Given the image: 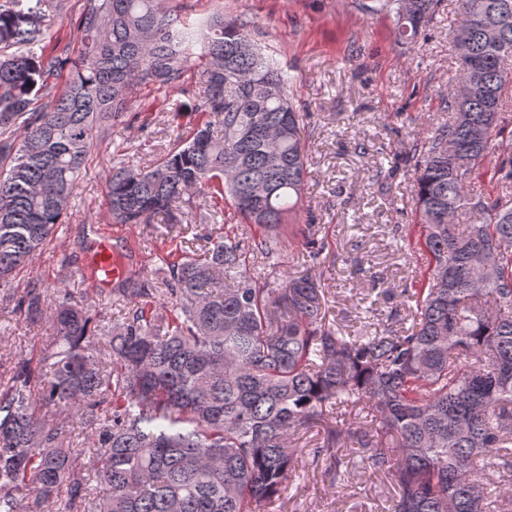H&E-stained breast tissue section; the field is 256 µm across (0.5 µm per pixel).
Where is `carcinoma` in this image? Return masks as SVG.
<instances>
[{
  "label": "carcinoma",
  "instance_id": "obj_1",
  "mask_svg": "<svg viewBox=\"0 0 512 512\" xmlns=\"http://www.w3.org/2000/svg\"><path fill=\"white\" fill-rule=\"evenodd\" d=\"M57 2L0 0V288L62 224L94 137L139 88L179 87L197 45L201 120L153 167L121 161L108 176L115 223L164 221L155 287L135 272L112 289L126 313L99 336L100 312L63 281L48 306L37 281L19 300L54 338L42 360L17 358L0 388V512H259L287 491L291 436L360 401L370 429L349 434L369 438V466L391 476L392 512H487L493 496L512 499V481L489 478L512 473V156L493 166L497 192L470 191L503 133L512 0H461L451 43L470 96L451 98L448 122L410 150L427 268L402 291L407 317L363 336L323 322L309 274L278 289L251 273L280 267L282 221L307 178L310 115L288 96L292 77L220 12L197 42L165 0H86L72 59L45 41ZM433 7L367 9L395 15L397 38L414 43ZM189 192L211 217L229 201L254 234L242 244L221 227L199 251L168 241ZM463 214L474 219L453 224ZM295 237L315 261L327 249L313 224ZM74 423L93 445L85 472ZM343 435L326 427L312 460Z\"/></svg>",
  "mask_w": 512,
  "mask_h": 512
}]
</instances>
